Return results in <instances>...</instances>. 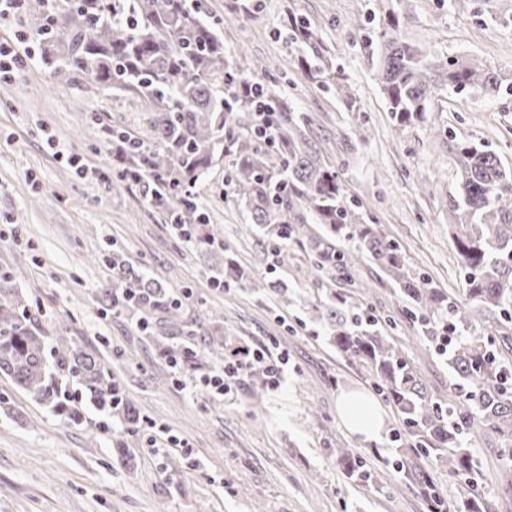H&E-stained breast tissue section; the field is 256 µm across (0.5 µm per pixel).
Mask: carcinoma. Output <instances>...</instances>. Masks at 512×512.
<instances>
[{
	"instance_id": "obj_1",
	"label": "carcinoma",
	"mask_w": 512,
	"mask_h": 512,
	"mask_svg": "<svg viewBox=\"0 0 512 512\" xmlns=\"http://www.w3.org/2000/svg\"><path fill=\"white\" fill-rule=\"evenodd\" d=\"M386 25L377 76L396 128L424 119L442 86L492 97L512 93V83L480 65L427 60L426 52L399 36L398 16H388ZM37 36L44 63L57 76L81 72L103 90L140 100L145 135L114 128L103 135L120 162L116 177H147L141 183L145 196L154 197L173 223L189 229L202 224L193 189L215 156L232 147L229 179L273 251L306 244L315 271L355 287L363 263L387 273L398 287L399 311L447 362L453 398L445 404L429 396L414 359L387 332L395 324L389 314L381 320L362 314L333 295L320 308L328 339L401 417L414 448L399 468L427 512H490L478 494L482 473L468 430L479 422L489 425L500 437L501 456L512 460V369L506 362L512 344V169L491 152L457 145L459 191L452 210L459 223L452 229L465 273L457 296L409 266L381 225L360 223L359 201L347 198L336 165L317 140L313 117L290 108L258 77L275 65L256 64L249 74L233 67L222 36L188 0H70L69 10L45 19ZM288 37L301 48L307 75L328 72L318 31L303 17L288 15ZM255 82L261 94L252 98L243 87ZM246 119L242 139L234 128ZM267 125L271 135L264 142L254 129ZM344 239L355 240L354 250L338 249ZM18 275L0 271V373L72 424L82 421L71 398L79 393L100 412H116L135 427L139 414L127 396L112 409L113 375L99 358L64 336L47 345L26 299L13 287ZM179 295L129 267L100 288L97 299L110 314L139 316L138 331L154 341L166 339L164 356L189 372L224 337L216 315L201 311L186 318ZM334 453L349 482H372L360 452ZM425 459L468 486L470 496L461 502L441 496Z\"/></svg>"
}]
</instances>
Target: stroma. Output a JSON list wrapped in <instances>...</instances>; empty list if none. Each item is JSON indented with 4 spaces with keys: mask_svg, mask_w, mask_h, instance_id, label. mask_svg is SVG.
<instances>
[{
    "mask_svg": "<svg viewBox=\"0 0 512 512\" xmlns=\"http://www.w3.org/2000/svg\"><path fill=\"white\" fill-rule=\"evenodd\" d=\"M201 17L224 37L228 60L241 66L272 60L266 82L291 106L310 113L335 160L348 197L361 201L364 222L382 225L414 268L454 292L464 274L451 239L458 190L457 142L493 151L512 168V95L481 97L442 88L424 123L396 130L377 79L384 19L400 16L401 34L438 60L474 58L512 82V24L473 16L456 0H195ZM319 31L324 56L354 102L298 69L288 12ZM104 127L145 132L130 96L99 90L89 76L61 82L34 57L10 83L0 82V270L18 269L34 319L48 338L71 337L120 377L141 421L83 406V421L67 424L0 375V512H425L414 486L396 466L408 440H394L401 420L381 405L384 427L372 442L352 434L338 400L371 393L368 380L338 357L325 339L317 307L331 293L380 316L395 308L386 275L360 266L359 287L311 275V256L290 245L271 255L243 202L227 181L230 156L216 157L197 203L219 232L212 267L195 244L172 228L164 209L141 186L113 177L117 161L100 138ZM76 154L80 167L60 159ZM187 290L189 309L224 318V338L287 358L279 388L254 407L244 376L223 397L204 377L224 365L213 355L204 369L182 374L136 328L132 315H103L98 288L111 281L103 250ZM234 259L249 283L217 289L214 267ZM279 280L289 302L254 291L251 281ZM396 341L415 359L430 396L449 401L448 367L410 323L398 319ZM178 445L159 455L146 447L153 426ZM472 452L484 474L481 493L491 512H512V464L503 462L496 432L478 425ZM356 448L377 480L345 481L333 451Z\"/></svg>",
    "mask_w": 512,
    "mask_h": 512,
    "instance_id": "1",
    "label": "stroma"
}]
</instances>
